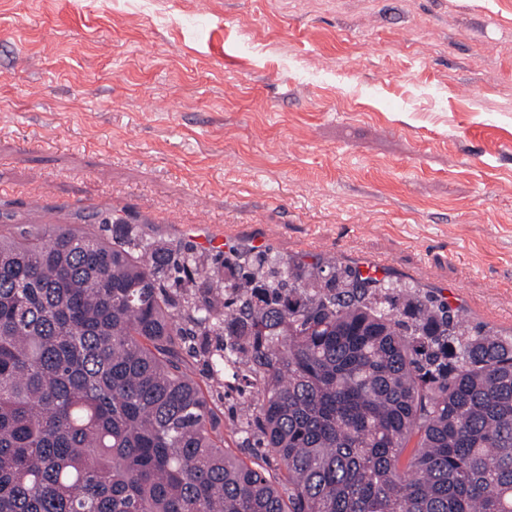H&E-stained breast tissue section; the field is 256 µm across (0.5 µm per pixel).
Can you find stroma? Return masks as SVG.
<instances>
[{"label": "stroma", "instance_id": "35a3bbf8", "mask_svg": "<svg viewBox=\"0 0 512 512\" xmlns=\"http://www.w3.org/2000/svg\"><path fill=\"white\" fill-rule=\"evenodd\" d=\"M155 102L153 111L143 100ZM408 277L512 339V0H0V212ZM224 443L254 389L186 356Z\"/></svg>", "mask_w": 512, "mask_h": 512}]
</instances>
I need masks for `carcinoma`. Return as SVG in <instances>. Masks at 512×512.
Listing matches in <instances>:
<instances>
[{
    "instance_id": "cac0c4a2",
    "label": "carcinoma",
    "mask_w": 512,
    "mask_h": 512,
    "mask_svg": "<svg viewBox=\"0 0 512 512\" xmlns=\"http://www.w3.org/2000/svg\"><path fill=\"white\" fill-rule=\"evenodd\" d=\"M128 229L0 234V512H512V341L445 303L266 252L213 277ZM242 360L224 446L181 356ZM190 344V341H187L182 356L190 375L202 387L210 407L221 422L224 444L250 466L264 470L273 483L281 482L283 473L266 455L264 448H237L240 423L251 415L253 410L252 399L255 389L249 384L253 377L248 365L245 362H237V380L234 385L226 384L218 366H213L210 360L190 356ZM216 369L219 371L218 375Z\"/></svg>"
}]
</instances>
